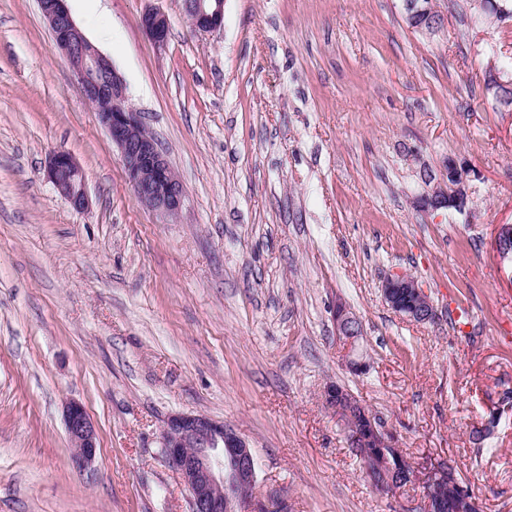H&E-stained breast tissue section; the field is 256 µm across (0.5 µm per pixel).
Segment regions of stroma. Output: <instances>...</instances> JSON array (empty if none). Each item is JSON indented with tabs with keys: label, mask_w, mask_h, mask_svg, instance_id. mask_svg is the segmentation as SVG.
Instances as JSON below:
<instances>
[{
	"label": "stroma",
	"mask_w": 512,
	"mask_h": 512,
	"mask_svg": "<svg viewBox=\"0 0 512 512\" xmlns=\"http://www.w3.org/2000/svg\"><path fill=\"white\" fill-rule=\"evenodd\" d=\"M66 4L184 195L172 217L138 202L37 0H0V512H190L161 453L180 412L240 434L257 494L288 512H419L418 485L365 481L323 401L336 383L410 459L451 460L483 512H512V281L490 249L512 224V110L486 92L482 53L512 57V19L437 0L429 36L402 0H224L222 27L200 32L184 0ZM152 8L161 46L140 27ZM58 151L83 169L85 210L46 175ZM452 159L466 209L422 210ZM395 272L435 322L386 305ZM340 301L363 325L359 374ZM73 400L98 432L85 471ZM169 25L167 16L157 9L145 11L140 18L142 30L155 45H163L166 42ZM381 290L387 305L410 321L425 324L436 319L437 310L433 301L413 276L407 273L391 274L383 281ZM407 300H410L409 306L406 305ZM336 336L348 349V367L354 371L366 366L365 361L357 355V342L362 337V326L358 319L341 301L336 304ZM64 421L73 448V463L78 469L85 470L96 458L98 447L95 425L83 406L74 401L65 405Z\"/></svg>",
	"instance_id": "35a3bbf8"
}]
</instances>
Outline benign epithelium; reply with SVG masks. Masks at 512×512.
<instances>
[{
	"instance_id": "7a95c632",
	"label": "benign epithelium",
	"mask_w": 512,
	"mask_h": 512,
	"mask_svg": "<svg viewBox=\"0 0 512 512\" xmlns=\"http://www.w3.org/2000/svg\"><path fill=\"white\" fill-rule=\"evenodd\" d=\"M186 14L192 26L202 32L220 28L224 21L222 0H184ZM40 13L51 29L56 45L67 60L77 85L87 103L94 105L107 97L112 110L98 113L99 121L112 144L118 149L127 180L138 201L152 211L167 217L180 209L183 188L173 172L164 151L156 139L143 133L141 113L128 105L127 89L121 74L111 60L97 50L76 25L68 11L66 0H38ZM405 12L413 21L428 15L432 35L442 27L444 16L426 7L423 0H407ZM140 26L151 42L162 45L169 31L167 16L149 9L140 18ZM47 175L72 208L89 206L84 175L77 161L66 152L53 154L47 165ZM466 171L455 161L448 162V180L424 198L426 208L438 209L453 203L463 210L468 204L465 190ZM500 264L512 266V224L498 225L491 242ZM387 305L417 324L436 319L437 310L418 280L407 273H394L381 286ZM336 336L348 349L347 364L351 370L366 366L357 355V342L362 326L345 304L336 302ZM325 401L342 422L349 444L355 448L372 442L380 449L382 473L386 488L399 466L390 462L392 449L397 447L395 435L382 428L365 438L355 426L353 413L367 411L357 398L346 391L329 387ZM68 439L73 448L74 465L82 470L92 465L97 453V432L83 406L69 402L64 408ZM162 455L166 464L180 475L190 496V512H270L269 500L252 495L256 484L257 462L251 448L234 430L224 427L203 414L176 413L169 417L161 435ZM413 480L422 486V512H479L482 504L470 490L459 485L456 469L446 458L425 457L413 463ZM457 488V496L444 500L436 495L437 487Z\"/></svg>"
}]
</instances>
